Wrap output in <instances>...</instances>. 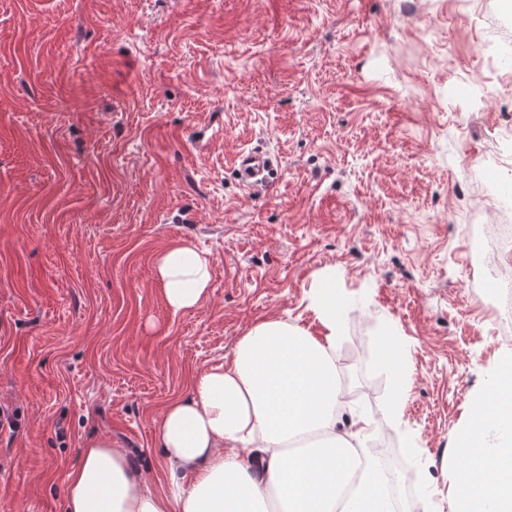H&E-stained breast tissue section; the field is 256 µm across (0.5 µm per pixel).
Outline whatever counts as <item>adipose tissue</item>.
<instances>
[{"label":"adipose tissue","instance_id":"1","mask_svg":"<svg viewBox=\"0 0 512 512\" xmlns=\"http://www.w3.org/2000/svg\"><path fill=\"white\" fill-rule=\"evenodd\" d=\"M154 275L176 313L211 290L208 254L187 243L164 251ZM311 305L321 336L262 321L228 363L193 377L189 398L165 407L157 428L164 491L148 490L123 449L96 439L68 476L67 512H391L380 466L358 457L373 419L355 413L347 431L336 429L345 386L335 340L345 308L335 285L319 281ZM452 452L448 512H512V354L471 398Z\"/></svg>","mask_w":512,"mask_h":512}]
</instances>
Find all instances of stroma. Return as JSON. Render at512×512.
Returning <instances> with one entry per match:
<instances>
[{"label":"stroma","instance_id":"1","mask_svg":"<svg viewBox=\"0 0 512 512\" xmlns=\"http://www.w3.org/2000/svg\"><path fill=\"white\" fill-rule=\"evenodd\" d=\"M506 48L501 0H0V512H64L103 437L162 489L163 408L260 321L319 332L323 277L365 454L448 512V450L512 354L469 264L473 225L512 224V62L485 69ZM254 149L271 194L236 174ZM182 242L212 288L175 313L154 265Z\"/></svg>","mask_w":512,"mask_h":512}]
</instances>
